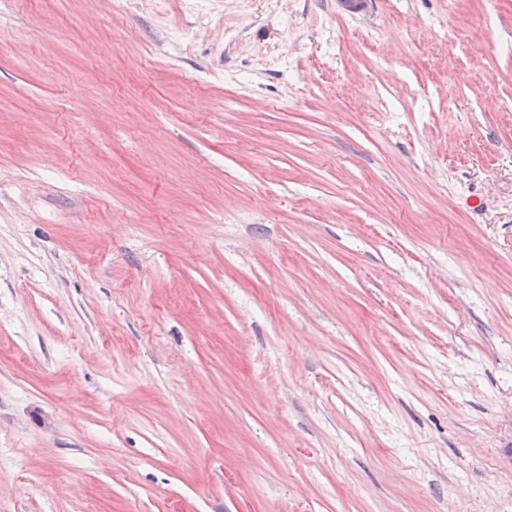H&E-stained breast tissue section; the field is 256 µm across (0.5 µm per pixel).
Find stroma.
<instances>
[{
    "label": "stroma",
    "mask_w": 512,
    "mask_h": 512,
    "mask_svg": "<svg viewBox=\"0 0 512 512\" xmlns=\"http://www.w3.org/2000/svg\"><path fill=\"white\" fill-rule=\"evenodd\" d=\"M0 512H512V0H0Z\"/></svg>",
    "instance_id": "1"
}]
</instances>
